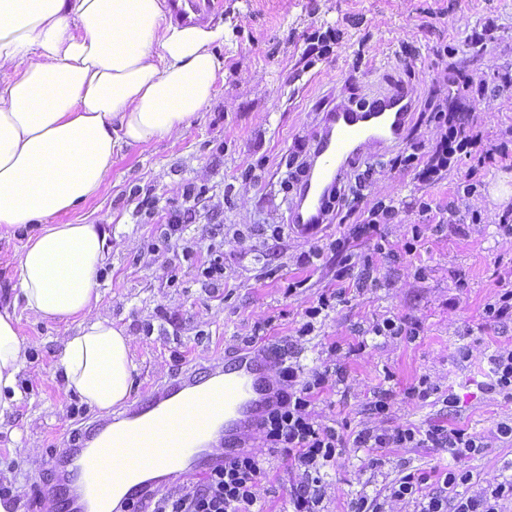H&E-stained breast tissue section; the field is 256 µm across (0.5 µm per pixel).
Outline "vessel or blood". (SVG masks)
<instances>
[{
  "label": "vessel or blood",
  "mask_w": 512,
  "mask_h": 512,
  "mask_svg": "<svg viewBox=\"0 0 512 512\" xmlns=\"http://www.w3.org/2000/svg\"><path fill=\"white\" fill-rule=\"evenodd\" d=\"M169 6L189 25L199 23L210 10L208 0H170ZM408 99L407 88L390 84L376 90L369 107L323 113L307 171L289 204L291 234L300 239L315 236L338 181L363 157L399 146ZM280 394L271 359L257 346L225 354L223 365L174 376L127 410V430L113 433L111 421L105 420L77 437L52 494L53 512H104L113 488L98 457L108 444L135 449L136 460L120 458L113 469L141 500L163 484L184 480L189 472L215 468L222 458L252 447L258 426L277 408ZM158 461L166 464L167 474L142 478V471Z\"/></svg>",
  "instance_id": "obj_1"
}]
</instances>
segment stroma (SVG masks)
<instances>
[{"instance_id":"1","label":"stroma","mask_w":512,"mask_h":512,"mask_svg":"<svg viewBox=\"0 0 512 512\" xmlns=\"http://www.w3.org/2000/svg\"><path fill=\"white\" fill-rule=\"evenodd\" d=\"M209 23L223 25L224 75L215 95L191 126L149 144L123 148L91 199L58 216L61 224H106L112 253L100 279L96 315L125 326L137 365L134 398L157 390L181 370L210 365L240 348L255 322L270 321L268 338L288 346L305 373L325 364L345 366L348 378L328 390L314 407L326 425L358 430L374 416L370 403L381 389L395 399L383 423L421 427L441 423L485 436L488 446L463 459L472 495L494 478L512 479V443L497 439L499 423L512 420V400L486 386L487 358L512 347V320L485 317L484 306L512 287V238L497 221L512 200L492 202L488 188L502 175L512 176V96L474 97L470 107L489 146L506 159L485 167L469 158L458 161L447 180L422 187L411 171L390 165L391 153L369 160L375 168L368 201L392 198L406 203L425 198L446 205L460 183H477L462 209L468 219L460 232L449 227L426 231L413 241L416 211L401 212L398 223L382 225L386 253L372 241L350 242L354 262L371 256L377 281L364 293L348 294L319 317L309 335L298 336L303 312L322 289L334 286L339 268L325 252L317 268L304 269L299 254L311 242L291 235L275 242L229 239L234 225H282L289 195L281 186L299 146L319 129L322 112L338 99L367 100L386 80L414 87L418 96L444 84L446 67L467 66L475 83L488 84L495 71L512 66V0H213ZM495 27L493 42L473 47L466 38L485 22ZM335 29L333 53L308 65L305 39L314 31ZM417 51L406 67L396 56L400 43ZM447 48L446 59L434 51ZM362 59H355L357 49ZM201 192L196 221L187 237L224 247V288L209 296L196 280V268L180 249L149 246L157 238L138 204L157 198L159 212L181 207L187 186ZM415 242L406 251L407 242ZM400 252L389 259L388 250ZM387 316L420 325L414 341L371 336L367 329ZM72 321L46 322L23 316L20 332L31 352L24 370L23 400L0 417V489L17 503L14 512H51L44 487L55 477L54 463L80 430L101 419L52 373L63 336ZM364 351H357L358 341ZM338 353H330L331 345ZM428 379L435 392L412 401L406 391ZM455 397L447 405V397ZM378 469L364 471L367 451L346 448L329 471L322 512H347L360 495L386 486L417 469L436 474L450 459L444 448H387ZM262 512H288V471L280 459L265 457Z\"/></svg>"}]
</instances>
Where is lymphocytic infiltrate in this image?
<instances>
[{
	"label": "lymphocytic infiltrate",
	"mask_w": 512,
	"mask_h": 512,
	"mask_svg": "<svg viewBox=\"0 0 512 512\" xmlns=\"http://www.w3.org/2000/svg\"><path fill=\"white\" fill-rule=\"evenodd\" d=\"M507 91H512V71L499 74L494 86L477 88L465 67H453L447 86L431 89L424 103L426 118L438 131L435 143L428 150L421 143H412L409 151L394 158V166L413 169L422 185L431 186L447 179L461 157L472 158L481 165L495 161L497 151L486 146L476 131L468 101L475 94L498 96ZM371 177V170H363L354 180L337 184L331 192L332 213L344 209L361 215L360 221L351 226L348 239L333 240L326 248L310 247L297 258L301 266L308 267L328 249L340 260L335 287L322 291L316 301L305 308L306 321L299 328V335H308L314 319L329 310L333 303L344 301L351 291H362L366 280L374 275V265L366 258L362 261L361 276H352L348 242L371 238L381 225L394 223L400 207L390 198L365 204L364 191ZM198 203V193L191 188L185 190L182 208L165 215L160 241L165 245L181 244L184 257L198 258L197 275L201 286L214 293L224 283L223 251L212 244L204 247L184 242L185 217L195 213ZM272 353L275 373L285 385L284 400L280 409L259 427L258 434L270 454L282 456L288 462V502L292 512H319L327 489L324 471L335 466L349 446L369 450L367 466L372 470L380 464L377 451L384 448H445L454 460L438 480L407 472L387 487L384 497L363 495L352 500L349 512H387L388 507L400 503L413 504L414 512H501L502 500L512 499L511 480L488 483L480 492L467 497L453 494L458 485L468 483L470 476L460 462L484 448L482 437L463 428L440 424L424 427L401 424L392 428L376 424L344 434L336 427L318 423L311 412L324 391L345 382L344 366H327L307 377L302 366L289 359L286 349L276 347ZM264 478L263 463L256 451L250 449L211 470L202 482L154 494L152 512H255ZM432 481L437 484L433 490L428 487Z\"/></svg>",
	"instance_id": "1"
}]
</instances>
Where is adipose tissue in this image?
Here are the masks:
<instances>
[{
	"label": "adipose tissue",
	"instance_id": "adipose-tissue-1",
	"mask_svg": "<svg viewBox=\"0 0 512 512\" xmlns=\"http://www.w3.org/2000/svg\"><path fill=\"white\" fill-rule=\"evenodd\" d=\"M220 25L171 20L166 0H0V227L26 240L0 302V414L22 396L20 313L75 319L53 372L102 411L134 387L125 327L94 315L112 250L102 224L56 216L93 197L123 147L190 127L224 68Z\"/></svg>",
	"mask_w": 512,
	"mask_h": 512
}]
</instances>
